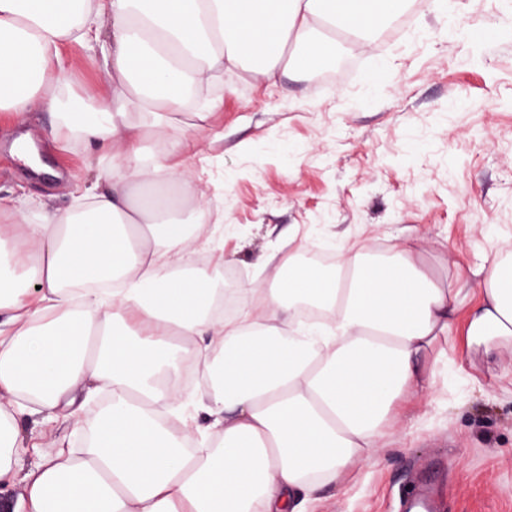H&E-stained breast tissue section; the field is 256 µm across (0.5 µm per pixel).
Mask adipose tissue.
<instances>
[{
  "mask_svg": "<svg viewBox=\"0 0 512 512\" xmlns=\"http://www.w3.org/2000/svg\"><path fill=\"white\" fill-rule=\"evenodd\" d=\"M406 0H0V112L43 109L54 140L111 149L106 189L66 210L0 198V492L23 512H305L383 446L409 397L429 404L461 288L413 247H349L344 275L289 252L219 317L223 266L192 245L219 210L201 191L185 115L219 110L225 72L277 84L340 47L363 50ZM110 24L103 32L102 24ZM100 50L108 83L73 89L63 44ZM465 340L512 357V245L476 270ZM205 383L208 427L172 428L182 361ZM108 391L90 441L18 469L20 418L53 420ZM205 443L187 452L191 435Z\"/></svg>",
  "mask_w": 512,
  "mask_h": 512,
  "instance_id": "obj_1",
  "label": "adipose tissue"
}]
</instances>
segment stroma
Returning a JSON list of instances; mask_svg holds the SVG:
<instances>
[{
    "instance_id": "obj_1",
    "label": "stroma",
    "mask_w": 512,
    "mask_h": 512,
    "mask_svg": "<svg viewBox=\"0 0 512 512\" xmlns=\"http://www.w3.org/2000/svg\"><path fill=\"white\" fill-rule=\"evenodd\" d=\"M79 90L107 81L100 57L62 49ZM330 85L317 72L279 85L225 77L223 107L191 117L205 160L195 174L221 214L194 256L222 262L245 288L265 279L289 249L348 242L418 247L440 275L466 283L433 402L403 405L375 459L344 488L319 491L308 512H400L421 477L443 512H512V379L469 351L466 315L480 300L474 270L512 240V0H444L415 15L406 36L344 53ZM386 69L385 82L369 74ZM47 113L16 123L0 112V197L64 209L74 187L113 166L111 153L48 135ZM25 133L64 180L31 177L9 153ZM41 446L24 468L75 446L77 424L23 422Z\"/></svg>"
}]
</instances>
